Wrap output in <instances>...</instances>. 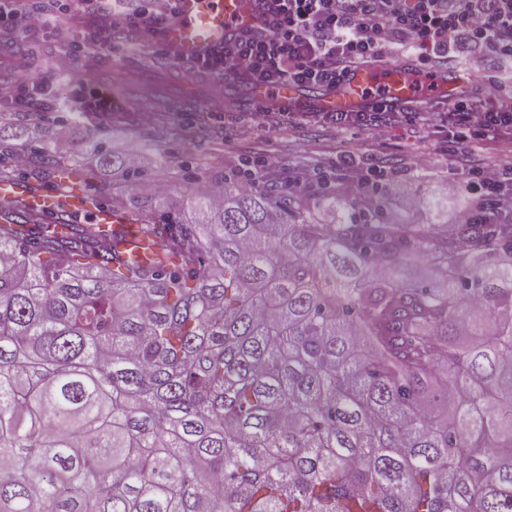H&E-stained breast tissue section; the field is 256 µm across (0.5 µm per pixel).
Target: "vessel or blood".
Listing matches in <instances>:
<instances>
[{
	"mask_svg": "<svg viewBox=\"0 0 512 512\" xmlns=\"http://www.w3.org/2000/svg\"><path fill=\"white\" fill-rule=\"evenodd\" d=\"M265 0H178V15L172 22L147 32L146 43H157L181 59L201 60L208 57L225 40L260 24L264 20ZM422 89L406 82L400 68L385 71L362 67L351 72L346 84L332 91L319 86L280 87L281 103L303 112H352L374 94L388 102H411L418 95L456 93L465 82L460 74L422 76ZM21 201L26 208L47 215L64 208L70 211L89 209L81 195L64 196L51 190L31 191L18 182H0V204Z\"/></svg>",
	"mask_w": 512,
	"mask_h": 512,
	"instance_id": "b4317fda",
	"label": "vessel or blood"
}]
</instances>
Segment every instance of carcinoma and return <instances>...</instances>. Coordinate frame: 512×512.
<instances>
[{"label":"carcinoma","instance_id":"carcinoma-1","mask_svg":"<svg viewBox=\"0 0 512 512\" xmlns=\"http://www.w3.org/2000/svg\"><path fill=\"white\" fill-rule=\"evenodd\" d=\"M148 256L65 209L0 208V512H512V224L221 184L152 220ZM0 153L42 187L51 146ZM347 213L338 224L318 209ZM421 254L439 281L407 288Z\"/></svg>","mask_w":512,"mask_h":512}]
</instances>
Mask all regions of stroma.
Listing matches in <instances>:
<instances>
[{"label":"stroma","instance_id":"35a3bbf8","mask_svg":"<svg viewBox=\"0 0 512 512\" xmlns=\"http://www.w3.org/2000/svg\"><path fill=\"white\" fill-rule=\"evenodd\" d=\"M64 2L25 0L31 30L12 47L28 59L33 80L53 82L62 70L76 82L110 92L111 118L86 110L70 112L63 106L55 112H24L13 98L0 95V126L38 131L53 146L58 162L71 167L61 191L91 194L106 179L114 198L122 200L132 194L131 183L118 174L104 176L95 160L85 155L86 141L102 135L113 152H140L149 180L163 183L174 205L184 191L205 193L225 179L244 181L261 160L267 163V174L277 175L279 185H286L305 169L318 168L328 173L327 186L335 191L345 174L341 155L346 151L360 157L373 155L389 164L390 184L379 187L378 192L390 219L433 223L430 212L409 206L412 198H436L448 216L473 203L458 190L461 171L446 167L433 141L416 142L401 130L371 142L360 130H343L328 121L292 126L283 120L275 126L258 127L249 137H235L229 131V113L250 111V104L212 110L197 104L201 98H222L230 84L228 78L193 70L191 62L174 58L163 47H145L143 34L134 31L117 34L114 47L82 56L72 43L89 34L91 15H84L80 24L64 27L59 36L45 33V19L58 13ZM143 103L156 114L152 123L140 121L138 109ZM63 127L69 130L64 139L58 136ZM420 150L429 152L430 159L418 170H411L409 158Z\"/></svg>","mask_w":512,"mask_h":512}]
</instances>
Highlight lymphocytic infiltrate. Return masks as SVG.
Returning a JSON list of instances; mask_svg holds the SVG:
<instances>
[{"mask_svg":"<svg viewBox=\"0 0 512 512\" xmlns=\"http://www.w3.org/2000/svg\"><path fill=\"white\" fill-rule=\"evenodd\" d=\"M270 18L246 31L197 66L267 89L288 84L333 87L361 66H386V43L408 46L411 72H437L449 55L493 54L512 58V0H268ZM176 14V0H142L123 7L113 0L100 8L92 36L78 44L90 54L110 45L125 28L146 30ZM337 124L355 126L369 137H385L402 128L415 135L445 132L454 152L472 153L494 145L489 157L469 173L461 190L493 197L500 212L512 214V95L486 81L482 95L449 99L435 112L423 105H380L358 112H339ZM385 171L362 160H348L342 193L363 210L378 206L376 194L363 190L369 179L383 180Z\"/></svg>","mask_w":512,"mask_h":512,"instance_id":"lymphocytic-infiltrate-1","label":"lymphocytic infiltrate"}]
</instances>
